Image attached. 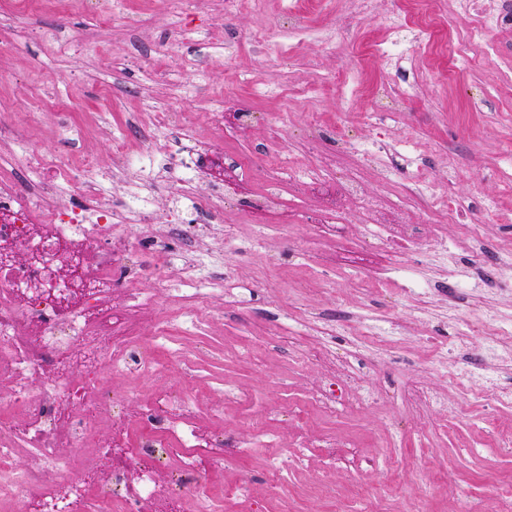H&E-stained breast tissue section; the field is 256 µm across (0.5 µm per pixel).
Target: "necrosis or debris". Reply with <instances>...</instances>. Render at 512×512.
I'll return each instance as SVG.
<instances>
[{
	"instance_id": "4bbe7bcc",
	"label": "necrosis or debris",
	"mask_w": 512,
	"mask_h": 512,
	"mask_svg": "<svg viewBox=\"0 0 512 512\" xmlns=\"http://www.w3.org/2000/svg\"><path fill=\"white\" fill-rule=\"evenodd\" d=\"M457 3L469 24L449 56L461 67L493 50V35L512 26V0ZM357 14L384 34L362 43V52L387 60H414L420 46L441 36L439 26L411 12L407 0H357ZM438 78L419 68L408 77L392 75L372 90L365 123L379 124L416 87ZM203 119L225 136L241 137L257 116L231 95L203 116L151 107L129 113L105 130L112 145L108 170L91 154L77 166L65 156H34L23 134L0 125V146L10 147L0 155V506L9 512H224L225 496L241 491L236 483L216 493L211 476L248 442L273 438L274 416L254 425L251 440L238 439L207 425L195 395L174 391L167 380L171 363L179 361L178 339L209 323L206 303L224 278L213 248L197 233L202 217L223 222L232 203L253 224L274 218L283 230L307 224L317 236L339 238L355 211L371 248L401 239L443 259L451 254L447 238L426 237L423 227L457 220L454 189L442 191L420 178L392 202L367 190L361 162L377 159L385 183L398 171L379 136L352 138L343 127H329L308 141V166L274 164L266 187L244 195L232 188L202 193L198 187L210 166L224 167L240 183L252 170L250 157L216 153L214 144L198 138ZM324 138L355 157L356 165L335 170L320 146ZM283 182L297 193L321 195L323 206L287 212L278 190ZM162 207L167 219L153 233V250L139 274L166 283L171 243L191 254L174 313L128 277L134 249L126 218L152 224ZM457 326L462 337L481 333L484 351L480 363L454 371L453 379L492 405H511L512 390L498 387L496 362L512 346V318L486 310ZM160 346L167 357L156 355ZM113 373L148 377L155 387L147 397L132 390L116 397L104 388ZM357 384L340 364L310 397L333 417L349 406L343 390ZM134 429L140 438L132 443ZM75 470L83 481L70 480Z\"/></svg>"
}]
</instances>
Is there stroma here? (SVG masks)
I'll return each mask as SVG.
<instances>
[{"mask_svg": "<svg viewBox=\"0 0 512 512\" xmlns=\"http://www.w3.org/2000/svg\"><path fill=\"white\" fill-rule=\"evenodd\" d=\"M280 0H268L267 13L224 14V0H195L186 16L169 13L150 0H127L122 15L100 24L68 0H0V15L10 25L0 27V121L27 130L26 115L44 113L33 131L42 155L70 158L91 152L102 167L112 163V147L99 123L120 124L141 103L129 87H148L156 106H176L201 112L219 106L225 93L235 94L258 113L287 111V126L259 121L246 137L225 138L222 131L204 127L202 137L230 154H250L252 184H265L275 161H308L303 142L315 125L330 126L344 117L349 131L369 136L363 123L371 99L359 95L348 103L337 101L329 78L347 69H360L364 84L385 81V60L359 58L351 44L324 52L307 39L294 55L282 52L270 39L264 53L241 47L232 70L224 68V45L240 31L260 29L274 22ZM32 32L20 51L11 44L17 29ZM77 37L79 55L60 57L50 50L51 38ZM497 51L477 56L472 66L449 73L447 80L422 87L403 111L388 124L396 140L407 142L434 185L454 184L463 206L489 199L491 211L478 213L485 226V245L463 237L459 225H425V233L440 230L455 240L458 265L455 278L481 276L486 288L472 297L445 288L428 302H414L403 288L378 287L376 278L390 260L418 269L431 279L443 275L442 261L424 246L400 250L397 255L376 254L361 275H344L341 297L323 291L327 257L336 244L314 237L302 224L283 235L273 224H245L234 210L224 213L236 241L218 246L219 263L230 270L220 291L211 297L212 320L201 337L183 339L179 352L193 363L192 372L173 368L170 384L177 389L204 388L209 405L224 408V424L247 438L258 410L276 411L277 436L239 457L225 460L214 473L215 487L246 483L240 497L227 498L224 512H359L370 506L378 512H452L457 498L478 502L482 512H499L500 497L512 495V454L502 445L512 440V407L489 408L468 396L449 378L456 363L439 357L455 333V317L492 308L512 314V294L495 285V273L486 260L494 251L512 249V164L504 156L512 147V28L495 37ZM195 59L206 73L203 93L176 98L175 89L185 61ZM66 125L81 132L69 143L59 133ZM389 319L404 327L398 350L373 347L350 332L328 337L315 331L287 339L285 329L301 327L309 318L320 324L346 322L348 316ZM325 343L329 350L360 370L363 393L374 401L329 417L311 402L308 390L326 374L322 365L303 364L298 354ZM436 391L444 406L405 405L400 390L410 380ZM306 431L311 441L301 458L283 456V445ZM337 434L354 441L369 458V466L324 475L320 435ZM279 459L283 493L263 495L268 464ZM332 492L322 495L320 485Z\"/></svg>", "mask_w": 512, "mask_h": 512, "instance_id": "1", "label": "stroma"}]
</instances>
